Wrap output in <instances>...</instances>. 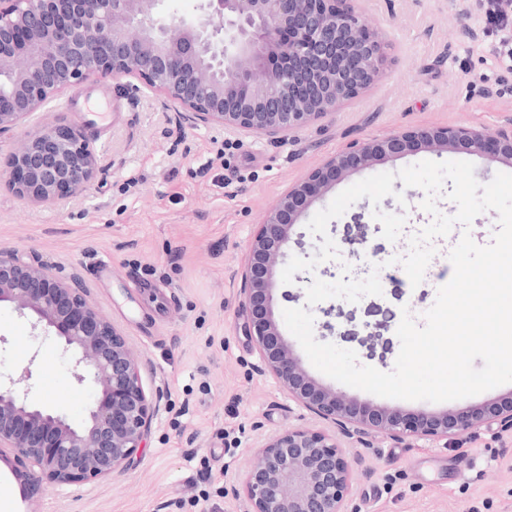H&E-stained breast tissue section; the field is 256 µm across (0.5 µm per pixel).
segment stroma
Segmentation results:
<instances>
[{
	"label": "stroma",
	"instance_id": "35a3bbf8",
	"mask_svg": "<svg viewBox=\"0 0 512 512\" xmlns=\"http://www.w3.org/2000/svg\"><path fill=\"white\" fill-rule=\"evenodd\" d=\"M482 0H356L389 44L383 79L336 114L286 142L228 133L219 126L181 128L148 92L131 98L118 81L68 89L42 112L0 135V170L17 141L44 126L86 128L101 170L82 195L34 204L0 186V248L47 264L56 277L79 275L87 299L127 336L144 362V384L160 391L162 411L146 448L111 477L86 485L48 481L33 487L0 461V487L14 489L5 512H246L225 494L241 482L258 450L275 435L307 427L335 434L352 474L355 512H512V434L479 431L449 442L381 433L356 441L336 434L258 372L259 352L245 331L241 270L264 215L289 186L349 143L408 128L512 125V72L500 68ZM459 153L420 150L351 174L317 198L299 220L307 226L340 191L368 174L398 172ZM372 204L362 198L327 225L339 259L318 263L312 278L377 274L378 296L332 299V315L307 303L299 283H274L275 313L309 307L317 341L356 352L359 364L392 371L403 309L417 325L453 276L448 259L462 226L433 240L419 285L391 260L407 255L412 235L433 217L402 182ZM404 216L397 241L376 232L374 211ZM323 236V237H326ZM323 237L288 256L317 254ZM31 368L28 399L81 422L92 398L78 384L74 355L52 336L33 337L27 319L0 305V373Z\"/></svg>",
	"mask_w": 512,
	"mask_h": 512
}]
</instances>
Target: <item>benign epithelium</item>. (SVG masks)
I'll use <instances>...</instances> for the list:
<instances>
[{"instance_id": "obj_1", "label": "benign epithelium", "mask_w": 512, "mask_h": 512, "mask_svg": "<svg viewBox=\"0 0 512 512\" xmlns=\"http://www.w3.org/2000/svg\"><path fill=\"white\" fill-rule=\"evenodd\" d=\"M163 0H0V135L54 97L92 79H127L173 111L176 125L289 139L336 113L386 73L381 31L353 0H201L199 13L167 20ZM426 149L491 154L512 165V129L410 128L357 140L288 187L248 246L242 272L248 331L261 366L289 397L335 424L349 439L377 432L454 439L478 430L512 431V390L440 412L406 411L360 400L319 383L279 332L273 314L275 269L301 215L352 172ZM100 159L70 125L45 127L16 144L4 181L21 198L53 204L87 191ZM32 327L54 331L78 354L98 398L84 423L30 404L20 384L0 379V457L30 466L26 479L59 485L105 479L145 447L160 395L146 391L141 361L126 336L86 299L78 277L56 278L38 261L0 248V303ZM247 512H349L352 480L343 450L324 431L296 428L271 438L243 481Z\"/></svg>"}]
</instances>
